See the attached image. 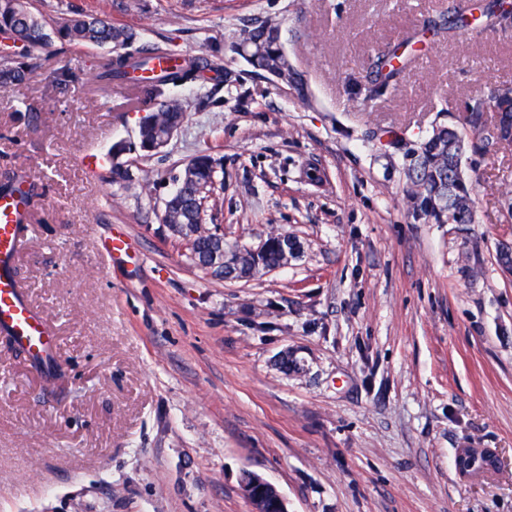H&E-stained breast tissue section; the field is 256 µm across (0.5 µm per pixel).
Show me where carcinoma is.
Here are the masks:
<instances>
[{
  "label": "carcinoma",
  "mask_w": 512,
  "mask_h": 512,
  "mask_svg": "<svg viewBox=\"0 0 512 512\" xmlns=\"http://www.w3.org/2000/svg\"><path fill=\"white\" fill-rule=\"evenodd\" d=\"M502 21L496 6L481 0H466L450 16L429 17L423 31L437 35L444 31H466L469 28L493 29ZM0 87L18 85L33 80L38 69L35 52L58 41L68 46L96 47L113 53L101 65L100 81L141 82L151 93L165 96L159 106L138 129L141 143H153L163 138L168 129L179 126L185 118L186 107L180 90L187 85L224 81V56L177 55L160 44L136 46L137 33L112 23L111 20L83 12H74L51 26L31 8L28 0H0ZM403 42H397L375 56L370 64L364 91L369 97L380 94L398 81L406 68L409 55L401 53ZM233 50L250 66L265 72L276 81L292 87L297 96L308 97L305 75L288 62L281 40L280 23L265 20L246 32ZM501 86L470 99L462 128L439 124L412 151L406 176L412 190L406 195L412 214L435 224L448 223V207H457L458 200L471 198V184L456 182L458 161L448 155V139L470 140V150L487 154L496 148L493 136L471 134L486 126V115L498 105ZM216 177L213 157L200 152L183 164L175 190L164 205V215L175 224L190 225L187 239L193 241L186 258L205 274L208 268L211 243L202 233L197 207V192ZM283 235L267 234L266 248L249 256L248 267L274 269L282 260ZM496 457L463 453L458 462L462 471L489 470L495 467Z\"/></svg>",
  "instance_id": "1"
}]
</instances>
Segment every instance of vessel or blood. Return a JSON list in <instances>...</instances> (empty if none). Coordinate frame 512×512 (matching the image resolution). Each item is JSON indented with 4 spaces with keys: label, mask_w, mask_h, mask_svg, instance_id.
<instances>
[{
    "label": "vessel or blood",
    "mask_w": 512,
    "mask_h": 512,
    "mask_svg": "<svg viewBox=\"0 0 512 512\" xmlns=\"http://www.w3.org/2000/svg\"><path fill=\"white\" fill-rule=\"evenodd\" d=\"M26 198L18 193L0 195V331L30 359L35 369L56 363L55 336L40 316L26 303L12 271V257L27 231ZM110 261L129 262L136 254L128 239L112 236L103 247Z\"/></svg>",
    "instance_id": "1"
}]
</instances>
